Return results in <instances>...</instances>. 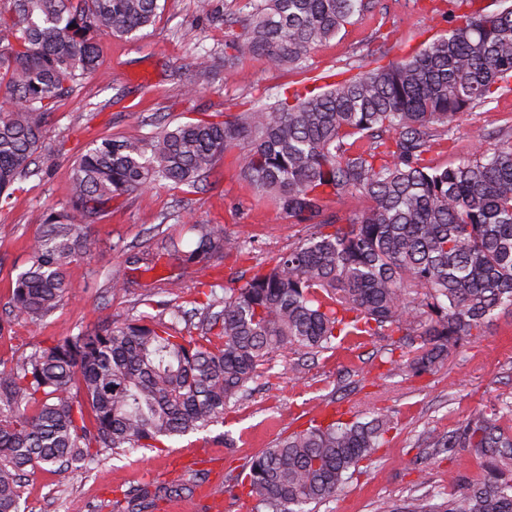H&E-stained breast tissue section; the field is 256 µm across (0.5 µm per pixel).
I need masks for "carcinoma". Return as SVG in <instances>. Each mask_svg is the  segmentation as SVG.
Segmentation results:
<instances>
[{
	"label": "carcinoma",
	"instance_id": "obj_1",
	"mask_svg": "<svg viewBox=\"0 0 512 512\" xmlns=\"http://www.w3.org/2000/svg\"><path fill=\"white\" fill-rule=\"evenodd\" d=\"M449 2L448 34L419 53L317 93L259 99L222 121L86 150L69 208L36 216L46 230L12 290L16 317L32 324L64 297L69 262L95 250L91 224L110 202L150 184L194 187L231 148H240L248 185L310 234L272 266L234 277L239 286L224 291L202 336L176 330L188 310L175 301L158 319L71 332L21 360H0V512H20L22 480L37 468L153 448L223 420L274 354L378 337L389 342L388 362L421 376L512 309V136L478 140L457 164L427 159L453 140L460 113L509 88L512 5ZM369 4L238 0L244 31L224 40V67L261 55L308 74L312 50ZM159 8V0H0V92L11 104L0 111V197L36 164L44 116L96 71L99 40L141 31ZM344 199L367 206L329 211ZM248 252L222 225L201 224L190 256ZM392 429L389 415L312 419L255 456L235 487L255 512H307L334 498ZM432 444L485 457V477L437 493L439 503L415 497L378 512H512L511 427L478 413Z\"/></svg>",
	"mask_w": 512,
	"mask_h": 512
}]
</instances>
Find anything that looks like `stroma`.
Here are the masks:
<instances>
[{"instance_id":"35a3bbf8","label":"stroma","mask_w":512,"mask_h":512,"mask_svg":"<svg viewBox=\"0 0 512 512\" xmlns=\"http://www.w3.org/2000/svg\"><path fill=\"white\" fill-rule=\"evenodd\" d=\"M432 0H375L371 14L319 44L311 61L320 70L359 72L371 53L385 48L396 60L447 34ZM235 0H211L201 14L197 0H163L152 26L136 35L99 42V66L63 97L42 121L41 148L32 174L0 203V359H21L52 339L106 323L159 316L161 304L213 284L209 303L198 305L183 335L203 333L224 306L229 273L253 261L274 263L302 241L307 227L279 214L247 186L231 159H220L194 187L167 183L111 202L92 226L93 255L67 268V292L38 323L15 318L12 286L29 266L41 232L38 213L66 210L77 157L102 138L135 139L199 119L222 120L259 96L284 87L304 92L301 73L272 68L261 56L223 69L224 37L240 32ZM395 31L397 40L381 35ZM211 52L220 68L204 73L197 56ZM512 126V91L460 114L451 150L435 164L467 159L474 143ZM198 224H220L245 240L250 259L216 257L208 265L189 260ZM178 243L179 253L166 250ZM151 266H144V259ZM129 282L116 292L113 280ZM386 341L348 339L316 356L277 355L250 395L224 412L221 424L169 441L164 448L105 451L68 471L37 469L22 483L21 512H128V499L143 488L187 484L221 497L222 512H252L246 497L225 495L250 459L281 437L306 428L305 414L328 409L337 418L365 420L391 412L398 424L371 460L362 462L332 501L316 512H376L430 491L453 492L485 476V461L468 449L446 454L432 438L454 431L479 411L499 410L512 419V311L501 312L485 336L461 345L435 373L422 377L385 363Z\"/></svg>"}]
</instances>
